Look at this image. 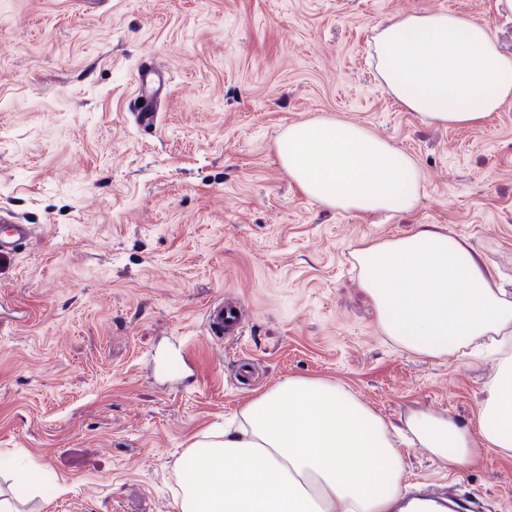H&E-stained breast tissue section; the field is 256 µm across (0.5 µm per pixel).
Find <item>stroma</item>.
Instances as JSON below:
<instances>
[{
	"label": "stroma",
	"mask_w": 512,
	"mask_h": 512,
	"mask_svg": "<svg viewBox=\"0 0 512 512\" xmlns=\"http://www.w3.org/2000/svg\"><path fill=\"white\" fill-rule=\"evenodd\" d=\"M486 20L495 0H0V216L35 227L0 255V495L18 512H178L191 444L294 377L343 387L395 428L476 429L491 355L432 359L384 336L356 249L434 224L512 280V100L448 127L379 84L373 30L407 13ZM171 77L156 130L134 73ZM319 116L367 128L424 173L415 210L336 212L289 179L276 140ZM232 296L244 336L208 335ZM407 492L512 512V457L449 470L401 446Z\"/></svg>",
	"instance_id": "1"
}]
</instances>
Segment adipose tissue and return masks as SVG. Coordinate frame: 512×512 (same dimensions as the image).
I'll return each instance as SVG.
<instances>
[{
    "instance_id": "ef3b65f1",
    "label": "adipose tissue",
    "mask_w": 512,
    "mask_h": 512,
    "mask_svg": "<svg viewBox=\"0 0 512 512\" xmlns=\"http://www.w3.org/2000/svg\"><path fill=\"white\" fill-rule=\"evenodd\" d=\"M381 85L410 111L451 127L481 123L512 99V57L487 21L453 13L392 16L372 39ZM283 168L316 203L339 211L408 212L423 181L415 161L366 128L333 117L289 127ZM354 258L381 331L411 352L462 358L497 350L479 404L480 428L412 414L407 427L433 456L462 468L480 447L512 456V299L464 239L420 226L359 248ZM237 427L190 453L197 478L180 512H389L404 487L401 455L383 419L343 388L290 378L243 409Z\"/></svg>"
}]
</instances>
